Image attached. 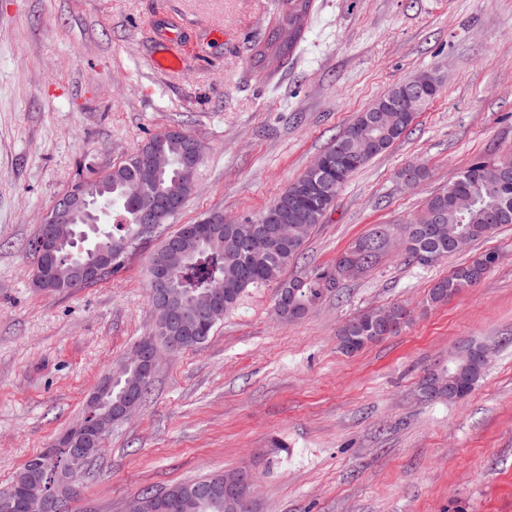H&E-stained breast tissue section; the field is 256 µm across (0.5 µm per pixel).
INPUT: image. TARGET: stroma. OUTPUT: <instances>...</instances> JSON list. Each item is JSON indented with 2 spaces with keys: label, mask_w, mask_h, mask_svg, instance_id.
<instances>
[{
  "label": "stroma",
  "mask_w": 512,
  "mask_h": 512,
  "mask_svg": "<svg viewBox=\"0 0 512 512\" xmlns=\"http://www.w3.org/2000/svg\"><path fill=\"white\" fill-rule=\"evenodd\" d=\"M282 15L279 0H0V491L155 329V241L101 283L32 285L40 219L80 174L178 128L203 155L160 235L254 216L358 112L436 73V97L342 186L290 279L335 267L375 229L394 240L474 159L512 150V0H311L288 57L255 66ZM170 51L181 73L151 67ZM410 164L428 170L414 186ZM486 252L498 260L475 287L425 306L433 282ZM275 294L249 289L203 344L162 360L71 512H126L141 490L236 469L256 480L250 512H512V225L429 265L393 243L296 321ZM392 306L411 312L402 331L339 351L346 321ZM472 342L496 349L472 392L424 398L422 378Z\"/></svg>",
  "instance_id": "35a3bbf8"
}]
</instances>
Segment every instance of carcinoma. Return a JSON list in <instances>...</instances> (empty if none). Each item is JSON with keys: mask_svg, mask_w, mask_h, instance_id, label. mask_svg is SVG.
I'll use <instances>...</instances> for the list:
<instances>
[{"mask_svg": "<svg viewBox=\"0 0 512 512\" xmlns=\"http://www.w3.org/2000/svg\"><path fill=\"white\" fill-rule=\"evenodd\" d=\"M288 12L283 14L282 24L273 29L267 43L256 51L254 65L264 67L283 58L296 45L303 29L309 0H283ZM406 83L401 82L390 88L366 110L359 113L352 123L336 138L335 144L327 150L330 155L336 151L351 149L350 139L357 135L355 124L371 111L395 100L404 94ZM414 120L410 112L395 113L392 128L383 139L381 146L372 154L357 156L349 161L344 178H349L359 167L371 158L386 152L390 146L407 131ZM163 139L172 162L170 167L159 174L158 183L173 200L186 199L192 190L195 170L184 167L183 160L188 150V141L165 132L156 135ZM512 171V153L500 156L493 162L474 160L448 188L426 199L423 207L405 224L407 247L406 261L422 265L431 264L448 257L452 250L448 242L460 231H467L471 241L487 237L502 225L512 224V178L504 181L499 170ZM102 186L89 213L79 217L71 225L72 236L62 246L55 274L56 280L68 290L81 287L72 281V264L84 261L99 248L108 243H121L131 237L137 227L140 194L138 192V171L135 166H118L110 173H97ZM315 178L305 172L291 183L276 200L285 204L276 213V224L288 225V239L272 235L264 249H251L243 225L238 220L211 219L214 231L200 241L195 249L177 261L171 260L166 240H161L151 259L168 263L173 268L175 291L185 302L202 303L214 291H224V309L233 308L249 288L274 283L277 290L293 289L296 302L312 307L325 295L324 269H312L290 280L282 278L285 269L299 257L302 246L316 225L322 223L332 208L344 182L326 184L325 194L313 185ZM461 192L472 198V204L459 212L448 204L450 195ZM443 219L438 225L440 236L432 237L424 232L431 215ZM388 245V235L379 230L355 244L348 252L356 269L364 272L372 268ZM496 254L483 253L463 263L446 278L436 281L428 290L426 302L437 305L464 288L478 284L495 265ZM380 311L369 310L347 321L339 331V347L353 354L367 345L385 338V332L377 329ZM481 343L469 345L455 356L448 369L439 375H429L421 385L422 394L430 398L442 396L450 401L468 395L481 378L485 365L479 358ZM136 381L132 375L112 383V391L105 397L106 405L122 402L130 385ZM66 464V452L55 456L40 453L33 456L26 465L31 467L30 487L34 491H50L53 478ZM207 485L219 500H224V481L219 475L195 482L178 483L167 490L173 503L166 508H150V512H247V508L221 509L200 507L193 509L195 487Z\"/></svg>", "mask_w": 512, "mask_h": 512, "instance_id": "carcinoma-1", "label": "carcinoma"}]
</instances>
